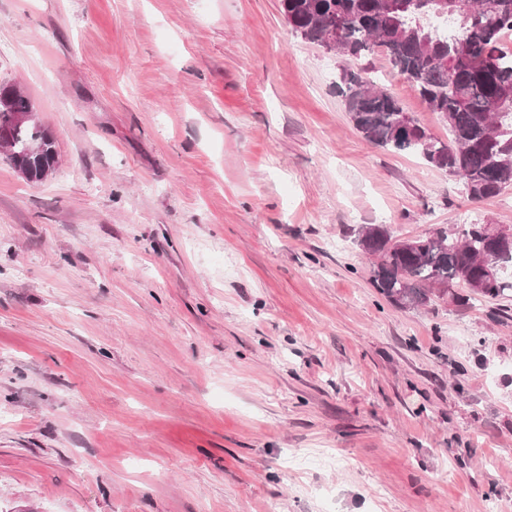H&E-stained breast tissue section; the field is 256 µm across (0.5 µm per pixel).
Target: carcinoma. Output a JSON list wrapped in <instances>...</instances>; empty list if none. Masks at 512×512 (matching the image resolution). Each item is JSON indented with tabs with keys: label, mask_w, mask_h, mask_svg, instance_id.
I'll return each instance as SVG.
<instances>
[{
	"label": "carcinoma",
	"mask_w": 512,
	"mask_h": 512,
	"mask_svg": "<svg viewBox=\"0 0 512 512\" xmlns=\"http://www.w3.org/2000/svg\"><path fill=\"white\" fill-rule=\"evenodd\" d=\"M281 0V12L302 39L325 47L332 42L341 55L357 60L381 54L401 76L411 80L429 109L448 126L450 138L427 136L404 142L395 135L404 112L398 97L384 85L349 69L336 85L354 127L370 143L415 155L459 176L469 196L483 200L512 186V109L496 112L493 103L512 89V52L502 36L512 31V0H473L454 9L458 24L448 36L427 24L435 15L433 0ZM35 107L25 95L0 98V126L11 125L17 112ZM14 154L8 159L30 182L46 178L57 161L55 141L39 121L11 125ZM491 225L471 224L456 236L442 229L416 238L408 251L384 224H368L358 235L360 248L377 256L371 283L389 302L425 306L433 288L485 277V259L497 266L493 283L457 295L466 305L478 296L493 301L512 293V242L489 236Z\"/></svg>",
	"instance_id": "1"
}]
</instances>
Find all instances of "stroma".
<instances>
[{
	"mask_svg": "<svg viewBox=\"0 0 512 512\" xmlns=\"http://www.w3.org/2000/svg\"><path fill=\"white\" fill-rule=\"evenodd\" d=\"M346 65L280 0H0L59 155L0 154V512H512V296L397 307L355 242L512 187L370 144Z\"/></svg>",
	"mask_w": 512,
	"mask_h": 512,
	"instance_id": "stroma-1",
	"label": "stroma"
}]
</instances>
